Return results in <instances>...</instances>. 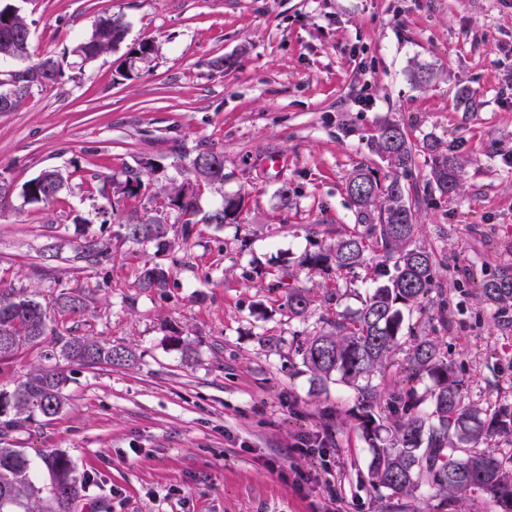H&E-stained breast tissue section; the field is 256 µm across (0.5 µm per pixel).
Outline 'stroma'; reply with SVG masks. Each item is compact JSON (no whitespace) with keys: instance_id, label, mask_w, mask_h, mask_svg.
I'll return each mask as SVG.
<instances>
[{"instance_id":"35a3bbf8","label":"stroma","mask_w":512,"mask_h":512,"mask_svg":"<svg viewBox=\"0 0 512 512\" xmlns=\"http://www.w3.org/2000/svg\"><path fill=\"white\" fill-rule=\"evenodd\" d=\"M12 2L34 21L33 58L64 62L58 83L0 112V175L20 186L55 168L65 185L50 203L17 196L0 211V284L45 304L90 289L84 315L50 311L51 327L130 347L136 361L66 364L63 411L15 428L0 416V444L24 450L41 489L43 455H68L87 480L75 512H412L430 488L372 487L359 424L367 409L386 418L398 391L430 410L432 379H408L414 339L437 338L466 402L512 401V303L480 293L512 263V0ZM107 13L123 16L124 42L82 61L73 47ZM143 43L154 47L145 62L132 54ZM387 121L415 152L406 188L425 184L427 142L454 147L464 167L458 194L413 204L448 309L433 299L406 317L370 402L340 379L314 391L295 351L321 318L357 312L369 272L300 274L313 299L304 319L277 281L319 249L324 227L353 228L346 184L362 165L387 175L369 147ZM203 148L223 154L226 179L200 185V212L237 193L243 209L236 223L198 224L168 288L142 293L146 256L120 227L151 216L155 191L183 182ZM132 170L144 183L133 197ZM103 171L111 186L88 198ZM92 237L110 244V262L74 260ZM315 431L325 448L295 450Z\"/></svg>"}]
</instances>
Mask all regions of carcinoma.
Wrapping results in <instances>:
<instances>
[{
    "label": "carcinoma",
    "mask_w": 512,
    "mask_h": 512,
    "mask_svg": "<svg viewBox=\"0 0 512 512\" xmlns=\"http://www.w3.org/2000/svg\"><path fill=\"white\" fill-rule=\"evenodd\" d=\"M126 29L122 16H101L91 36L73 53L84 62L95 59L122 43ZM31 36L26 16L10 4L0 5V59L27 62L23 67L0 71V112L14 110L33 89L62 77L61 63L55 57L31 59ZM370 148L387 161L393 174L383 184L373 171L356 169L347 193L358 224L299 262L311 272L331 267L338 272L370 269L377 283L353 317L325 320V327L306 334L298 346L297 354L318 388L336 374L354 382L388 370L403 331L404 313L423 311L434 288L437 256L434 250L416 244L418 225L399 176V171L414 163L408 137L398 123L388 121L372 136ZM426 148L430 166L424 190L442 196L457 193L462 163L436 141ZM224 177L223 155L202 149L190 161L185 181L164 187L153 196L157 207L178 210L181 243L195 237L196 225L201 222L221 227L239 217L241 197L226 195L220 207L197 218L199 185L222 183ZM63 187V175L55 169L42 171L19 188L0 177V210L10 207L17 193L29 201L49 202ZM374 211L378 212L375 219L371 217ZM123 229L125 239L144 252L155 249L156 257L169 256L175 250L168 239L167 224L159 217L130 222ZM75 257L98 266L110 260L112 253L105 243L90 238L77 246ZM168 285V266L158 261L145 263L139 276L142 292H159ZM279 287L285 289L290 312L299 318L305 316L311 305L310 290L284 281ZM481 293L490 302L512 300V266L485 281ZM89 299V292L61 295L56 298V307L65 314L81 315ZM47 336L42 303L20 288H1L0 338L7 337L10 342L0 343V361L41 345ZM55 346L63 360L89 366L125 367L135 361L132 350L106 347L88 337H60ZM411 362L416 374L433 380L431 408L422 413L413 405L393 403L391 412L396 417L390 426L369 411L363 415L362 433L372 450L368 468L372 484L398 495H411L424 484L433 490V498L448 506L478 489L489 496L496 512H512V448L499 453L478 448L487 439L512 437V403L504 399L487 409L465 403L464 382L454 375L452 364L434 338L420 336L414 340ZM67 382L61 368L30 373L13 391H0V416L11 414L20 422L34 413L46 417L58 414L65 405ZM384 430L388 431L385 437L381 435ZM44 459L50 473L48 496L45 505L33 506L31 501L39 489L31 460L18 448L0 446V512H72L86 482L78 478L66 454L53 450Z\"/></svg>",
    "instance_id": "cac0c4a2"
}]
</instances>
